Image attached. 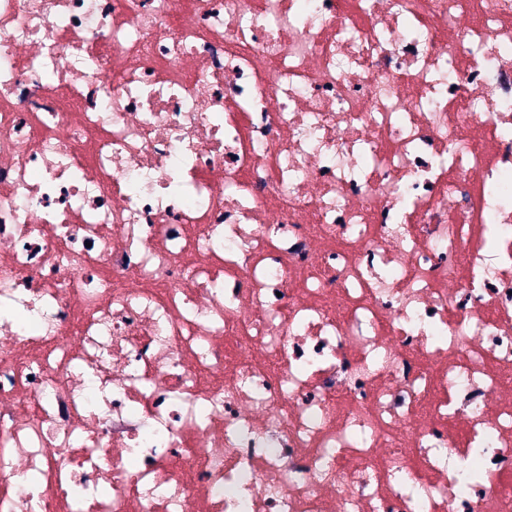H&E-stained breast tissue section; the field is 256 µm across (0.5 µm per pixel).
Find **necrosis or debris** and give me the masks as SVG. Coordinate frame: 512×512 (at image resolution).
<instances>
[{
    "label": "necrosis or debris",
    "mask_w": 512,
    "mask_h": 512,
    "mask_svg": "<svg viewBox=\"0 0 512 512\" xmlns=\"http://www.w3.org/2000/svg\"><path fill=\"white\" fill-rule=\"evenodd\" d=\"M0 512H512V0H0Z\"/></svg>",
    "instance_id": "necrosis-or-debris-1"
}]
</instances>
